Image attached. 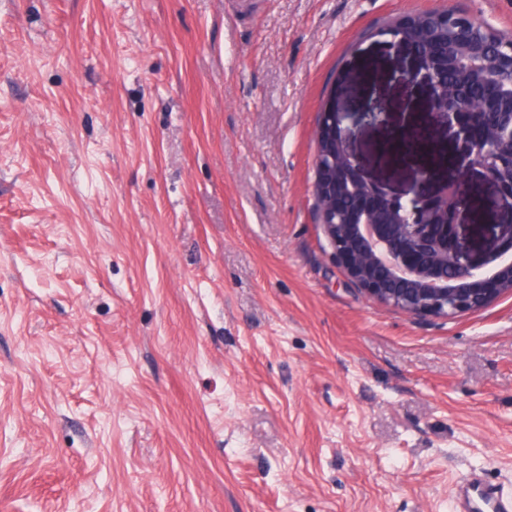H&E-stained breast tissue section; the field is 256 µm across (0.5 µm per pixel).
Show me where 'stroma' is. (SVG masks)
Returning <instances> with one entry per match:
<instances>
[{
  "label": "stroma",
  "mask_w": 512,
  "mask_h": 512,
  "mask_svg": "<svg viewBox=\"0 0 512 512\" xmlns=\"http://www.w3.org/2000/svg\"><path fill=\"white\" fill-rule=\"evenodd\" d=\"M512 0H0V512H453L512 495V292L350 283L313 216L335 71ZM456 512H511L512 498L477 473L459 482L454 497Z\"/></svg>",
  "instance_id": "35a3bbf8"
}]
</instances>
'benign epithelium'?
I'll return each mask as SVG.
<instances>
[{"mask_svg": "<svg viewBox=\"0 0 512 512\" xmlns=\"http://www.w3.org/2000/svg\"><path fill=\"white\" fill-rule=\"evenodd\" d=\"M446 21L469 39L479 23L452 11ZM415 24L392 27V46L414 58L391 82L405 94L398 112L350 111L336 99V152L317 166L342 171L347 183L318 189L314 203L330 257L346 276L381 303L412 314L454 318L512 290V261L488 275L485 268L512 254V182L498 171L512 167V113L498 112L496 88L473 89L460 103L448 70L419 51ZM378 131L373 153L389 164V178L408 173L401 190L364 171L353 150L359 127ZM460 184L492 188L475 202L459 201Z\"/></svg>", "mask_w": 512, "mask_h": 512, "instance_id": "obj_1", "label": "benign epithelium"}]
</instances>
